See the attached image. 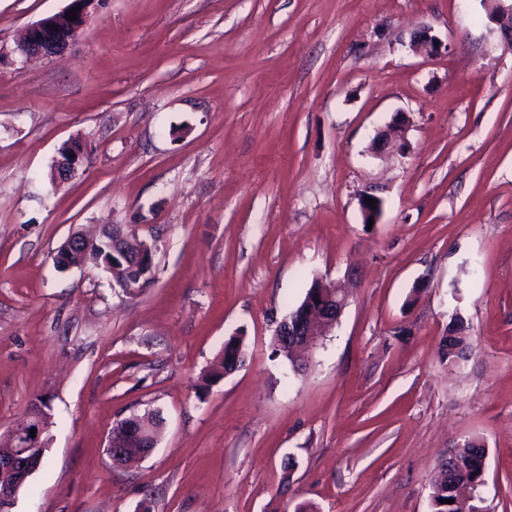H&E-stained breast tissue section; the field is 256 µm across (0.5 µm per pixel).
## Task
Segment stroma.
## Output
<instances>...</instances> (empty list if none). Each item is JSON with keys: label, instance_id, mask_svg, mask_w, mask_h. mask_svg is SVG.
Instances as JSON below:
<instances>
[{"label": "stroma", "instance_id": "stroma-1", "mask_svg": "<svg viewBox=\"0 0 512 512\" xmlns=\"http://www.w3.org/2000/svg\"><path fill=\"white\" fill-rule=\"evenodd\" d=\"M68 4L0 0V434L39 394L53 420L10 512H433L472 437L512 512V46L482 0H103L62 55L12 54ZM399 114L408 150L373 155ZM102 224L158 241L135 298L53 264ZM315 278L350 297L296 372L273 333ZM239 331L246 365L204 385ZM152 410L156 447L113 465ZM60 151L54 165L55 175L58 177L75 173L83 165L89 147L84 143H79V145L70 143L63 146ZM63 152L64 156L62 155ZM471 348L470 336L464 327L451 329L441 344L440 354L450 366H458ZM430 497L432 501V505L434 507V512H454L455 510H459L457 512L464 511L460 504V492L457 497L454 506L456 509L454 510L451 505L453 504H445L446 499H453V495L450 490H448V464L447 468L444 465L439 464L437 470L435 471L433 477L430 482ZM439 499L444 500V503H440ZM448 505V506H445Z\"/></svg>", "mask_w": 512, "mask_h": 512}]
</instances>
